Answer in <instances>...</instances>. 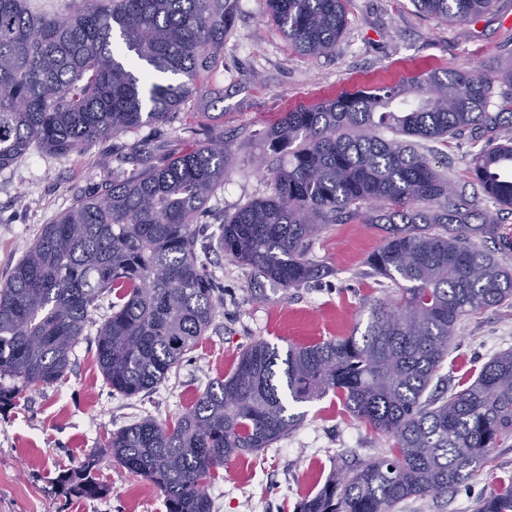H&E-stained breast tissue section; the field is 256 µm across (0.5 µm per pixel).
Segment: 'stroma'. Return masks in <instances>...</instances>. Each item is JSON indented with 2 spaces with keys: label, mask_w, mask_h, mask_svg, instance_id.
<instances>
[{
  "label": "stroma",
  "mask_w": 512,
  "mask_h": 512,
  "mask_svg": "<svg viewBox=\"0 0 512 512\" xmlns=\"http://www.w3.org/2000/svg\"><path fill=\"white\" fill-rule=\"evenodd\" d=\"M346 8L348 25L335 54L304 56L282 35L264 0H234L223 46L213 50L171 123L67 154L35 146L0 169V279L44 224L111 178L113 147L147 139L162 161L192 146L189 129L223 134L233 158L223 186L205 208L231 214L270 192L271 177L259 170L258 160L267 149L264 132L280 113L394 86L432 70L470 74L512 64V0H493L486 13L464 24L425 16L412 0H346ZM477 149L465 136L421 144L422 153L473 202L480 218L498 219L496 235L481 244L512 266V215L499 218L469 174ZM385 235L380 224L331 225L307 254L315 276L283 288L225 256L214 230L205 231L200 239L207 270L224 288L213 323L189 361L156 390L133 397L112 392L98 369L94 336L110 306L109 299L99 301L67 375L57 384L23 392L15 408L0 413V512H166L152 483L109 462L102 448L106 435L145 417L173 421L209 381L233 368L251 343L265 341L284 351L364 333L370 305L392 289L391 281L367 263ZM510 348L512 304L478 310L458 325L442 373L452 385L466 383L491 356ZM298 410L304 418L288 436L215 468L208 486L214 512H295L341 456L367 459L387 447L383 434L347 416L334 396L300 404ZM493 456L490 467L447 497L398 504L393 512H475L498 479L512 476V447L495 449ZM91 458L99 460L97 476L109 493L90 500L62 493L58 475Z\"/></svg>",
  "instance_id": "1"
}]
</instances>
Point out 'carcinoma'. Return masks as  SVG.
<instances>
[{"instance_id": "1", "label": "carcinoma", "mask_w": 512, "mask_h": 512, "mask_svg": "<svg viewBox=\"0 0 512 512\" xmlns=\"http://www.w3.org/2000/svg\"><path fill=\"white\" fill-rule=\"evenodd\" d=\"M304 55L336 52L346 0H265ZM446 22L480 16L492 0H413ZM230 0H82L69 14L0 0V169L34 145L66 154L90 142L162 124L224 42ZM494 76L433 71L399 86L340 96L280 114L265 132L283 157L271 193L216 218L224 254L283 288L313 276L311 239L331 224L387 225L368 259L393 294L372 305L362 336L290 346L254 342L211 381L175 423L152 418L111 433L105 453L149 480L166 512H213L208 484L231 457L268 448L304 414L289 403L329 394L386 436L387 454L349 459L297 512H392L448 491L512 441V349L493 355L462 388L439 375L460 321L512 302V269L479 249L495 234L471 223L473 204L420 155V140L470 132L485 145L469 172L498 211L512 214V111H489ZM385 128L386 138L379 134ZM231 146L212 132L163 162L143 142L114 155L112 180L43 226L0 283V411L71 367L89 317L104 383L124 396L158 388L213 322L222 290L198 250L207 199L224 184ZM138 168L122 169L130 159ZM438 225L444 232H433ZM95 460L61 475L64 491L96 499L106 487ZM476 512H512V478Z\"/></svg>"}]
</instances>
